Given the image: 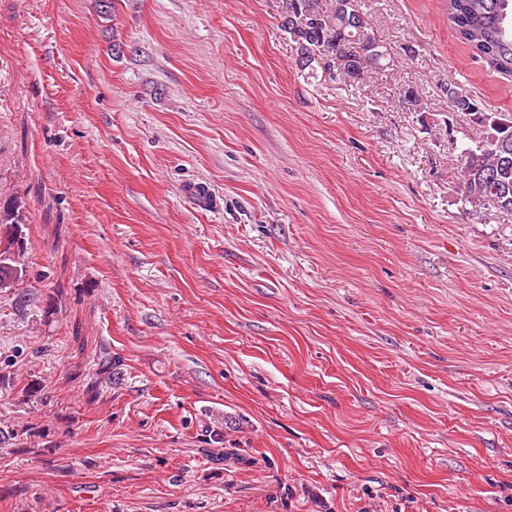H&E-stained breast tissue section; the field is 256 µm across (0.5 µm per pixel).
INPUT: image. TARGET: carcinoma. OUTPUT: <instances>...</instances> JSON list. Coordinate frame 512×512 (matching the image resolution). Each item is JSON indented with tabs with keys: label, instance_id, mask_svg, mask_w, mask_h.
Instances as JSON below:
<instances>
[{
	"label": "carcinoma",
	"instance_id": "cac0c4a2",
	"mask_svg": "<svg viewBox=\"0 0 512 512\" xmlns=\"http://www.w3.org/2000/svg\"><path fill=\"white\" fill-rule=\"evenodd\" d=\"M448 24L456 37L468 45L476 57L492 71L512 81V0H447ZM304 21L285 19L284 29L296 44L297 56L312 52L322 59L346 60L354 69V80L365 78L368 70L384 67L385 52L380 40L367 27L359 28L346 18L360 17L357 0H291ZM453 112L479 114L488 124L483 140L462 150V183L466 195L490 202L503 212H512V153L497 149L492 137L512 139V114L481 111L469 94L446 87ZM23 223L20 206L10 201L0 204V234L12 232ZM26 272L22 241L12 238V246L0 250V289L13 287ZM119 359L105 349L100 353L96 380L87 384L93 392L110 379Z\"/></svg>",
	"mask_w": 512,
	"mask_h": 512
}]
</instances>
